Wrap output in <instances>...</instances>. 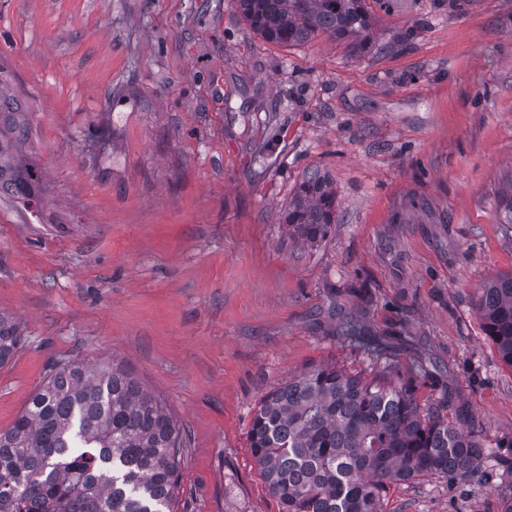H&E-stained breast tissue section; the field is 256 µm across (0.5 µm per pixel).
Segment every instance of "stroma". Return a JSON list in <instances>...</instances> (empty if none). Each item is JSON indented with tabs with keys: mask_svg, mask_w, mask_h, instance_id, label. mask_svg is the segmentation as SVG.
Wrapping results in <instances>:
<instances>
[{
	"mask_svg": "<svg viewBox=\"0 0 512 512\" xmlns=\"http://www.w3.org/2000/svg\"><path fill=\"white\" fill-rule=\"evenodd\" d=\"M353 55L252 31L232 0H0V63L31 112L39 223L0 203V430L53 363L116 362L189 438L171 512H280L249 448L262 397L334 363L353 317L486 454L477 477L389 485L385 512H498L512 368L475 309L512 273V0H385ZM411 38H404L406 29ZM326 171L336 222H283ZM21 342L20 325L0 315V366L10 362Z\"/></svg>",
	"mask_w": 512,
	"mask_h": 512,
	"instance_id": "stroma-1",
	"label": "stroma"
}]
</instances>
